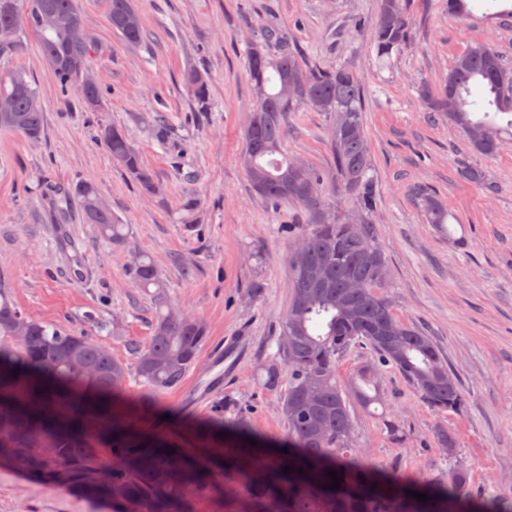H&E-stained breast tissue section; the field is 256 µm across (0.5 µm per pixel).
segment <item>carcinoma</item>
Wrapping results in <instances>:
<instances>
[{"label": "carcinoma", "mask_w": 512, "mask_h": 512, "mask_svg": "<svg viewBox=\"0 0 512 512\" xmlns=\"http://www.w3.org/2000/svg\"><path fill=\"white\" fill-rule=\"evenodd\" d=\"M47 3L60 18L53 27L42 24ZM134 11L135 0H107L112 31L129 47L144 38L142 26L130 29L124 23ZM72 21L81 22L79 0H0V56L20 54L21 32H32L41 57L56 60L52 73L60 91H77L95 112L101 108L102 90L88 61L97 43L74 46L68 31ZM411 38L403 0H380L370 32L377 58L400 54ZM247 68L257 102L245 130L252 188L272 203L298 206L307 217V228L288 257L291 297L277 351L255 374L258 387L272 392L279 388L280 366L291 370L288 389L279 398L286 436L271 442L256 435L250 416L223 396L215 397L210 414L191 428L208 460L195 461L164 436L142 428V419L160 414L156 393L181 382L198 363L207 326L168 304L154 261L132 250L133 279L145 290L154 289L156 303L149 343L129 345L136 373L150 388L136 401L124 393L128 368L110 349L83 329L32 318L0 286V461L50 485L63 477L81 495L112 505V512H191L190 495L210 490L219 474L224 492L242 498L244 512H497L494 501L470 494L467 471L460 465H453L446 480L417 485L394 470H379L353 447L350 398L364 407L380 399V367L391 366L439 410L459 407L463 390L433 337L421 326L400 321L381 292L387 284L381 275L388 267L371 222L376 201L358 77L346 66L314 69L293 46L272 55L264 42L248 47ZM296 72L306 81L291 92L287 81ZM448 75L454 79L437 90L419 89L425 110L462 130L471 152L495 155L503 136L512 137V118L501 126L486 116L492 110L512 114V69L493 45L475 42L457 56ZM184 84L206 108L205 76L189 71ZM314 98L324 101L323 111L330 115L328 145L336 178L341 192L357 203L356 219L326 210L323 173L306 166L301 175L288 155L275 158L281 154L288 114ZM0 99L11 102L10 112L0 117V129L39 140L43 110L25 71L0 75ZM92 135L144 194L158 193L152 171L123 133L99 123ZM65 194L79 202L84 222L97 225L105 242L129 246L128 226L112 214L94 182L80 181ZM410 194L426 222L445 229L450 213L440 196L419 183ZM354 281L362 289L350 288ZM356 342L368 345L375 356L357 375L374 387L372 396L357 384L347 389L337 379L336 357ZM436 439L454 459L455 436L440 428ZM287 466L292 467L288 473ZM329 470L338 472L340 488H330ZM415 493L427 494L428 500H418Z\"/></svg>", "instance_id": "carcinoma-1"}]
</instances>
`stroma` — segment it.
Listing matches in <instances>:
<instances>
[{
    "mask_svg": "<svg viewBox=\"0 0 512 512\" xmlns=\"http://www.w3.org/2000/svg\"><path fill=\"white\" fill-rule=\"evenodd\" d=\"M144 42L130 48L113 34L106 0H80L83 27L99 44L91 69L104 91L100 111L78 93L61 94L34 36L22 53L0 57V74L25 70L44 112L40 140L0 130V284L29 316L70 328L96 312L120 318L122 333L102 331L113 357L129 360L127 342L148 343L156 308L129 271L130 249L155 262L171 304L201 317L209 337L200 369L159 395L160 428L196 453L189 424L224 394L247 411L267 439L287 430L279 395L260 390L257 364L277 349L291 288L288 255L300 230L293 204L255 194L242 162L255 96L246 47L275 29L310 65L349 67L365 90V131L376 198L372 222L389 263L387 295L395 315L426 328L459 377L465 404L438 410L392 369L381 375L383 401L351 402L355 445L384 470L428 482L450 463L437 428L458 443L471 493L512 512V145L498 155L469 152L462 133L429 118L422 83L439 86L455 58L476 41L491 43L512 67V19L495 18L492 0H473L466 19L444 0H404L412 42L382 62L369 46L378 0H136ZM197 70L209 81L207 110L183 84ZM166 115L163 138L153 132ZM104 122L123 131L159 186L144 195L89 133ZM284 153L332 175L326 113L301 108L288 119ZM484 170L486 185L460 177L461 164ZM93 180L130 231L129 249L100 239L76 201L46 197L43 184ZM431 187L448 205L452 236L425 222L410 195ZM195 211H187L188 203ZM69 229L68 241L55 234ZM91 269L74 279L73 258ZM223 351L222 361L212 358ZM403 430L392 440L386 421ZM0 512H111L64 482L43 485L0 462Z\"/></svg>",
    "mask_w": 512,
    "mask_h": 512,
    "instance_id": "obj_1",
    "label": "stroma"
}]
</instances>
